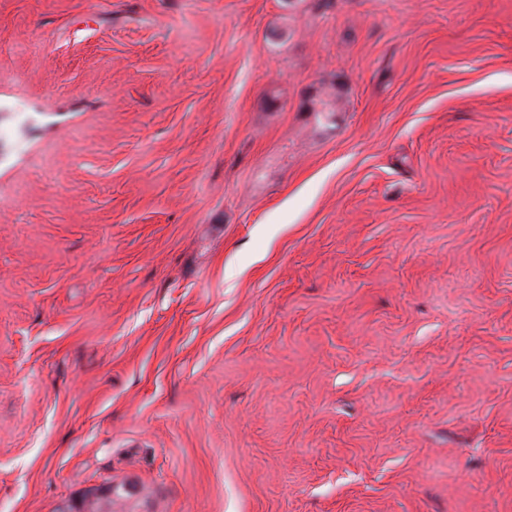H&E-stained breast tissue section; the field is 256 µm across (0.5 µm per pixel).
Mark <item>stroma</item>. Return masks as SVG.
Here are the masks:
<instances>
[{
	"label": "stroma",
	"instance_id": "stroma-1",
	"mask_svg": "<svg viewBox=\"0 0 512 512\" xmlns=\"http://www.w3.org/2000/svg\"><path fill=\"white\" fill-rule=\"evenodd\" d=\"M512 512V0H0V512Z\"/></svg>",
	"mask_w": 512,
	"mask_h": 512
}]
</instances>
